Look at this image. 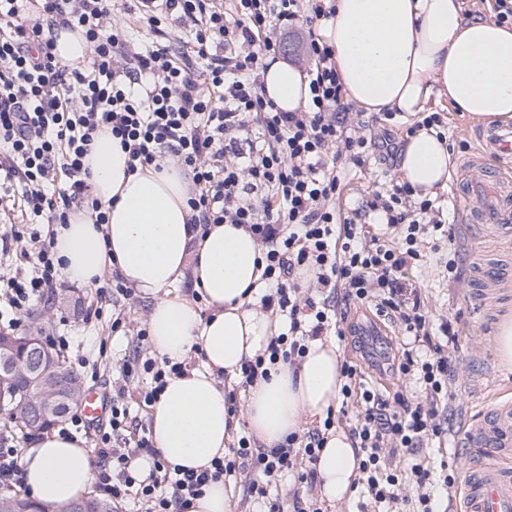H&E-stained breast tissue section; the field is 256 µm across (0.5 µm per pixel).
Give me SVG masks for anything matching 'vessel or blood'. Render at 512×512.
Returning <instances> with one entry per match:
<instances>
[{
    "instance_id": "obj_1",
    "label": "vessel or blood",
    "mask_w": 512,
    "mask_h": 512,
    "mask_svg": "<svg viewBox=\"0 0 512 512\" xmlns=\"http://www.w3.org/2000/svg\"><path fill=\"white\" fill-rule=\"evenodd\" d=\"M512 158V125L494 124L483 129L481 150L470 165H478L483 154ZM471 224H495L500 231H512V191L497 188L493 204H475L466 210ZM112 404L102 393L89 391L80 409L84 421L99 423ZM473 451L465 473L460 512H512V470L501 466L499 458L512 449V401L501 400L480 413L463 438Z\"/></svg>"
}]
</instances>
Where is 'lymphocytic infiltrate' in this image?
<instances>
[{
  "instance_id": "lymphocytic-infiltrate-1",
  "label": "lymphocytic infiltrate",
  "mask_w": 512,
  "mask_h": 512,
  "mask_svg": "<svg viewBox=\"0 0 512 512\" xmlns=\"http://www.w3.org/2000/svg\"><path fill=\"white\" fill-rule=\"evenodd\" d=\"M333 13L330 0H234L229 13L220 0H141V18L156 41L132 54L112 22V0H0V187L16 193L37 226L30 239L38 245L31 276H0V323L18 328L23 312L59 281L62 261L39 225L67 224L80 210L105 223L83 159L107 127L127 151L130 169L159 167L172 157L189 172L193 224L240 225L259 243L270 287L261 307L286 316L288 330L244 361L238 388L267 377L278 363L299 362L309 341L332 334L339 346L354 343L338 316L341 306L375 308L400 326L390 369L417 387L384 394L360 362L343 360L338 413L271 449L239 437L228 455L199 472L169 466L147 437L130 448L112 442L129 415L113 398L111 430L99 450L98 488L106 498L134 495L144 512H189L208 482L241 475L260 512H321L315 464L340 414L349 415L348 433L362 454L358 512H402L409 487L419 492L420 512H433L430 484L450 490L456 483L454 474L433 469L421 447L448 435L439 418L440 400L454 397L444 350L459 330L449 321L432 325L407 280L428 242L447 244L448 277L460 280L455 229L439 200L417 198L394 180L337 212L335 164L345 158L364 166L370 144L347 120L330 46L314 36L306 45L303 108L283 112L264 96L261 75L281 49L279 32L300 22L314 28ZM174 19L187 28L189 50L179 58L168 44ZM61 29L83 32L90 45L83 67L56 57ZM145 456L152 468L143 478L137 462ZM402 456L406 464L397 465ZM288 473L306 494L287 504L272 489Z\"/></svg>"
}]
</instances>
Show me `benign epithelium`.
I'll use <instances>...</instances> for the list:
<instances>
[{
  "label": "benign epithelium",
  "instance_id": "benign-epithelium-1",
  "mask_svg": "<svg viewBox=\"0 0 512 512\" xmlns=\"http://www.w3.org/2000/svg\"><path fill=\"white\" fill-rule=\"evenodd\" d=\"M24 346L30 351L26 360L17 359L15 348L0 346V374L17 387L12 403L0 404V417L21 412L27 428L35 431L46 414L70 410L72 396L83 393V388L78 380L53 374L55 355L44 346L41 330L25 339Z\"/></svg>",
  "mask_w": 512,
  "mask_h": 512
}]
</instances>
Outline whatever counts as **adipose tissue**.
I'll return each instance as SVG.
<instances>
[{"mask_svg": "<svg viewBox=\"0 0 512 512\" xmlns=\"http://www.w3.org/2000/svg\"><path fill=\"white\" fill-rule=\"evenodd\" d=\"M333 16L318 34L335 51L348 101L368 112L409 117L433 100H448L472 118L512 121V25L465 14L464 0H334ZM264 91L282 111L299 109L308 81L272 61ZM84 165L95 196L108 204L109 221L95 225L83 212L59 227L54 249L63 275L92 285L111 269L152 296L149 345L158 359L182 362L190 352L201 368L169 379L151 412L153 443L167 464L201 468L224 456L232 433L224 390L215 375H236L245 359L264 352L280 332L259 310L265 292L261 248L232 224L196 227L187 204L191 183L174 163L128 170V156L110 131L92 141ZM454 168L446 142L420 130L403 147L399 174L422 194L446 187ZM190 282L210 315L169 290ZM336 343L310 342L301 362L279 365L269 380L246 391L245 420L259 446L272 448L302 430L308 417L337 407L343 384ZM360 456L343 430L329 432L316 464L321 500L349 498ZM21 464L33 501L62 512L85 498L96 479L82 441L52 433L25 449Z\"/></svg>", "mask_w": 512, "mask_h": 512, "instance_id": "ef3b65f1", "label": "adipose tissue"}]
</instances>
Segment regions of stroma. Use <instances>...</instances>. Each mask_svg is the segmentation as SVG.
I'll list each match as a JSON object with an SVG mask.
<instances>
[{
    "mask_svg": "<svg viewBox=\"0 0 512 512\" xmlns=\"http://www.w3.org/2000/svg\"><path fill=\"white\" fill-rule=\"evenodd\" d=\"M431 109L440 114L448 129L455 162H463L465 154L459 143L465 140L470 148H478L483 121L445 102L432 104ZM462 189L461 179L454 176L441 193L458 211L455 230L461 243L460 281L449 282L445 270L448 252L443 247L426 249L420 265L409 273L430 319H449L460 328L457 345L448 351L454 370L452 391L458 405L457 413L448 421L452 441L426 450L432 464L445 461L460 472L471 455L470 449L462 447L461 439L477 413L494 398H512V371L501 369L494 346L499 323L512 319V279L500 282L487 294L479 292L475 282L477 269L489 274L498 273L504 266L512 269V235H504L490 224L467 223ZM115 278V273H106L97 287L60 279L53 299L35 302L24 314L17 333H31L35 316L43 315L44 335L67 337V363L81 376L85 389L108 393L123 390L133 428L147 430L151 427L152 407L145 404L144 395L150 379L141 373L125 377L122 366L150 355L148 343L141 341L138 333L147 326L153 299L137 290L128 296L113 292L111 283ZM116 319L121 322L117 329L112 326Z\"/></svg>",
    "mask_w": 512,
    "mask_h": 512,
    "instance_id": "stroma-1",
    "label": "stroma"
}]
</instances>
